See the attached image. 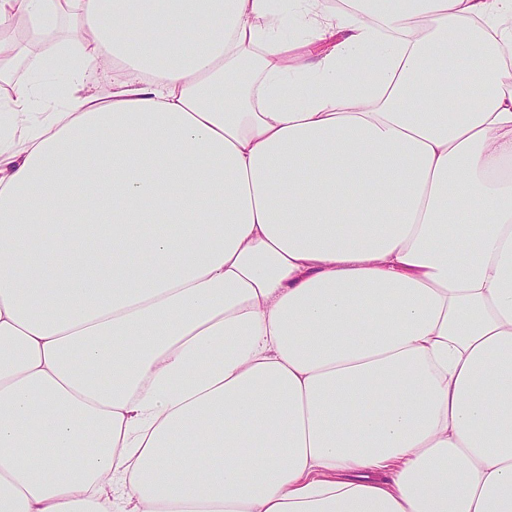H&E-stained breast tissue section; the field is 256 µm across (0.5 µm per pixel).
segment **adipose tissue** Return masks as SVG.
<instances>
[{
	"instance_id": "1",
	"label": "adipose tissue",
	"mask_w": 512,
	"mask_h": 512,
	"mask_svg": "<svg viewBox=\"0 0 512 512\" xmlns=\"http://www.w3.org/2000/svg\"><path fill=\"white\" fill-rule=\"evenodd\" d=\"M286 2L0 0V512H512V0Z\"/></svg>"
}]
</instances>
